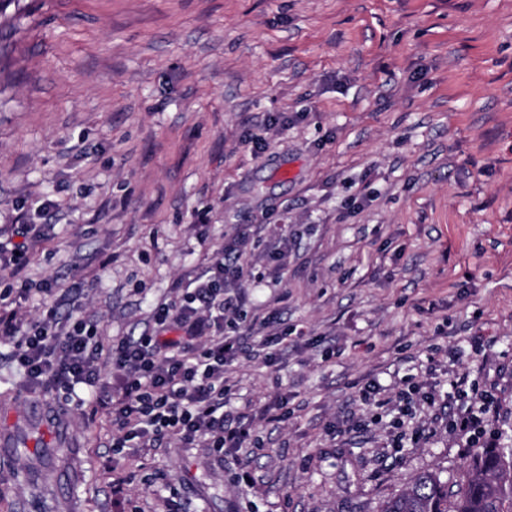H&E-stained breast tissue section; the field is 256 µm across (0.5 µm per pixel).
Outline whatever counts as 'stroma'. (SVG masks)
I'll use <instances>...</instances> for the list:
<instances>
[{"mask_svg": "<svg viewBox=\"0 0 512 512\" xmlns=\"http://www.w3.org/2000/svg\"><path fill=\"white\" fill-rule=\"evenodd\" d=\"M22 213L50 227L30 279L83 282L59 311L111 339L255 225L244 322L286 340L231 365L238 459L113 455L92 401L27 390L0 345V512H379L464 476L457 374L512 434V0H0V225ZM373 381L436 405L377 408ZM281 336H264L256 344V349L252 347L251 355L253 358L261 359L267 365L275 362L280 351Z\"/></svg>", "mask_w": 512, "mask_h": 512, "instance_id": "obj_1", "label": "stroma"}]
</instances>
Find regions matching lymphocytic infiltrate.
<instances>
[{
    "instance_id": "1",
    "label": "lymphocytic infiltrate",
    "mask_w": 512,
    "mask_h": 512,
    "mask_svg": "<svg viewBox=\"0 0 512 512\" xmlns=\"http://www.w3.org/2000/svg\"><path fill=\"white\" fill-rule=\"evenodd\" d=\"M9 231L0 240V278L9 282L0 290V342L12 345L29 390L60 384L98 393L104 385L98 362L105 352L112 360V395L99 406L112 418L113 453L172 438L186 448L206 441L223 457L251 445L252 428L247 417L233 413L232 387L224 376L241 352L239 336L247 332L237 317L242 298L227 295L226 288L247 272L251 225H241L198 276L177 283L176 299L154 307L150 331L115 340L107 352L95 320L60 318L53 305L36 319L18 318L17 305L35 291L55 295L59 282L45 278L35 291L20 282L48 237L46 225L14 224Z\"/></svg>"
}]
</instances>
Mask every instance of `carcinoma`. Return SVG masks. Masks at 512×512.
<instances>
[{
    "instance_id": "obj_1",
    "label": "carcinoma",
    "mask_w": 512,
    "mask_h": 512,
    "mask_svg": "<svg viewBox=\"0 0 512 512\" xmlns=\"http://www.w3.org/2000/svg\"><path fill=\"white\" fill-rule=\"evenodd\" d=\"M380 512H512V444L492 442L477 450L460 482L436 471L417 474Z\"/></svg>"
}]
</instances>
